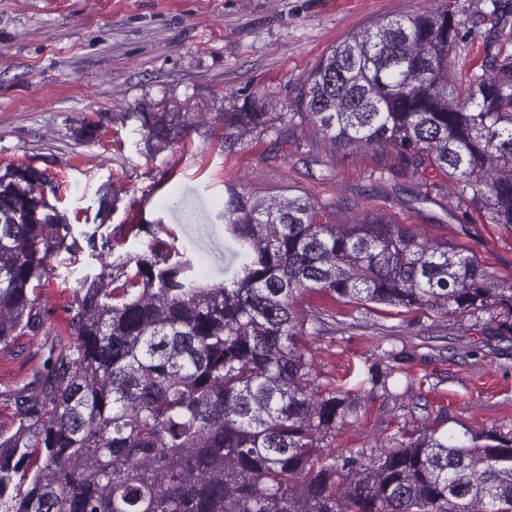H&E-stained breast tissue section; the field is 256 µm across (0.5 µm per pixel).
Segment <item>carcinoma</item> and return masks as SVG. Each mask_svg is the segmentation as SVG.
<instances>
[{"label":"carcinoma","mask_w":512,"mask_h":512,"mask_svg":"<svg viewBox=\"0 0 512 512\" xmlns=\"http://www.w3.org/2000/svg\"><path fill=\"white\" fill-rule=\"evenodd\" d=\"M466 26L447 10L383 17L333 46L303 81L301 115L331 144L393 146L389 181L429 167L470 210L512 225V51L493 47L512 16L486 0ZM485 38L482 60L469 58ZM162 141L164 117L139 114ZM266 113H224V137ZM34 169L0 174V351L42 336L49 357L0 425V512H512V443L491 430L457 445L434 429L393 447L324 448L359 398L319 386L302 351L298 297L326 293L461 319L512 334V284L446 240L367 212L323 220L308 197L224 205L238 265L203 284L184 258L151 249L82 281L66 333L40 303L51 257L75 255L73 227Z\"/></svg>","instance_id":"carcinoma-1"}]
</instances>
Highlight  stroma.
<instances>
[{
    "mask_svg": "<svg viewBox=\"0 0 512 512\" xmlns=\"http://www.w3.org/2000/svg\"><path fill=\"white\" fill-rule=\"evenodd\" d=\"M477 0H0V173L33 167L48 200L78 234L76 256H54L41 290L50 324L65 329L83 279L102 263L145 251L152 239L183 253L202 283L223 282L234 243L224 204L308 196L336 224L386 214L448 240L487 273L512 280V226L478 212L455 220L454 189L439 171L377 183L393 150L332 146L296 116L301 82L351 32L385 16L452 8L471 21ZM265 104L271 129L224 138V115ZM143 112L167 113L180 136L150 139ZM437 184L428 200L410 197ZM297 312L318 333L305 344L319 384L357 393V419L337 448H367L439 429L512 439V335L492 336L488 314L362 313L326 294ZM48 357L39 339L0 352V392L30 380ZM394 368L389 391L369 369Z\"/></svg>",
    "mask_w": 512,
    "mask_h": 512,
    "instance_id": "35a3bbf8",
    "label": "stroma"
}]
</instances>
